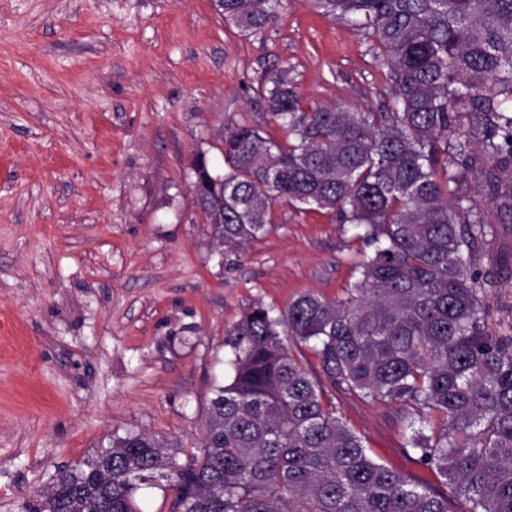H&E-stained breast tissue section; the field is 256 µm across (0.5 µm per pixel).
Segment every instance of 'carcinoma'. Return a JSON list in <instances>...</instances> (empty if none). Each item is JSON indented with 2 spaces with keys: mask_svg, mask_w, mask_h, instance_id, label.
<instances>
[{
  "mask_svg": "<svg viewBox=\"0 0 512 512\" xmlns=\"http://www.w3.org/2000/svg\"><path fill=\"white\" fill-rule=\"evenodd\" d=\"M216 2L259 31L281 0ZM311 2L375 42L390 100L305 108L280 71L264 99L288 140L227 127L222 181L194 159V205L229 248L262 233L276 202L332 210L372 247L358 280L334 301L256 303L225 330L233 375L197 450L114 437L111 454L56 476L40 512H141L148 485L171 492L169 512H448V496L372 454L336 393L399 405L403 452L462 512H512V309L493 320L512 255L479 269L474 254L512 221V0ZM473 177L496 215L460 189Z\"/></svg>",
  "mask_w": 512,
  "mask_h": 512,
  "instance_id": "obj_1",
  "label": "carcinoma"
}]
</instances>
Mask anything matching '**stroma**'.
<instances>
[{"mask_svg": "<svg viewBox=\"0 0 512 512\" xmlns=\"http://www.w3.org/2000/svg\"><path fill=\"white\" fill-rule=\"evenodd\" d=\"M283 69L307 107L390 95L372 42L309 0L256 33L214 0H0V512H37L112 437L199 445L242 312L358 279L365 246L334 212L274 205L229 249L193 205L195 153L224 169L219 128L285 140L262 97ZM332 401L380 459L430 478L396 405Z\"/></svg>", "mask_w": 512, "mask_h": 512, "instance_id": "obj_1", "label": "stroma"}]
</instances>
